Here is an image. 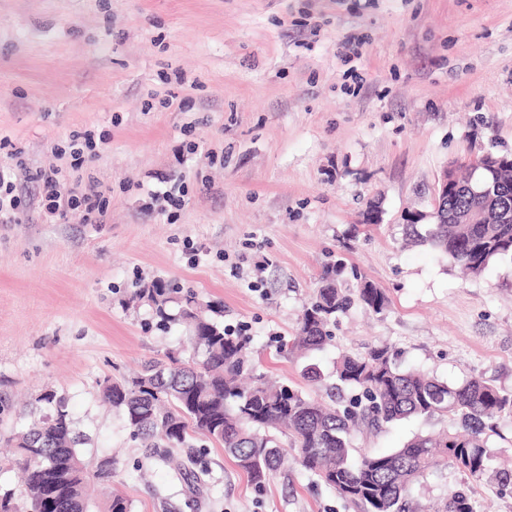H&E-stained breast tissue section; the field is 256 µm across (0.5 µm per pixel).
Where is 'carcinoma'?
Masks as SVG:
<instances>
[{
	"label": "carcinoma",
	"instance_id": "1",
	"mask_svg": "<svg viewBox=\"0 0 512 512\" xmlns=\"http://www.w3.org/2000/svg\"><path fill=\"white\" fill-rule=\"evenodd\" d=\"M497 179L506 201L502 223H482L479 217L487 201L460 193L448 199V220L431 225L423 238L474 275L498 259L512 257V166L501 168ZM174 292L173 284L158 280L142 296L167 320L166 305ZM357 296L375 312L385 307L383 293L370 282L360 283ZM350 303L326 272L315 297L303 307L289 353L305 355L327 344L328 325ZM207 309L213 312L216 305L204 309L189 293L179 311L191 328V360L149 361L134 376L108 378L102 387L131 439L143 448L144 458L174 463L190 488L200 477L160 449L187 448L196 436L224 447L258 488L273 479L291 450L305 471L361 512H419L412 488L443 459L474 480L487 470L485 436L493 431L489 420L512 411V392L481 377L449 384L418 370H402L386 345L362 355H343L334 369L336 382L328 403L262 376L243 388L237 378L247 365V341L227 335L205 314ZM347 389L361 395L346 401ZM38 402L48 408L38 421L0 434V442L12 450V463L23 473L20 497L0 495V512H89L92 468L79 452L86 438L77 431L65 397L47 390ZM445 416L456 421V431L440 438L416 435L391 453L351 460V440L360 431H379L410 417ZM104 512H131V502L109 493ZM438 512L473 508L465 493L451 491Z\"/></svg>",
	"mask_w": 512,
	"mask_h": 512
}]
</instances>
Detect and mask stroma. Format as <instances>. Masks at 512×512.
I'll list each match as a JSON object with an SVG mask.
<instances>
[{
    "label": "stroma",
    "mask_w": 512,
    "mask_h": 512,
    "mask_svg": "<svg viewBox=\"0 0 512 512\" xmlns=\"http://www.w3.org/2000/svg\"><path fill=\"white\" fill-rule=\"evenodd\" d=\"M351 37L361 56L348 63ZM171 95L186 108H162ZM87 130L102 142L79 176L109 199L103 222L53 223L33 207L0 224V432L33 421L52 388L85 459L113 457L131 512H357L292 461L255 488L205 440L197 496L143 461L100 390L191 356L188 326L160 324L137 298L159 279L221 304L224 324L247 327L255 373L313 396L342 354L380 343L402 368L512 392V259L466 276L404 234L407 212L432 214L446 167L512 157V0H0V138L49 166L53 146ZM160 174L185 181L177 220L143 209ZM373 205L381 221L364 224ZM332 268L343 288H380L385 308L353 301L309 360L282 352ZM308 362L321 382L303 378ZM492 424L490 473L439 466L415 500L458 490L474 512H512V488L492 475L512 468V413ZM453 427L410 418L354 446L387 453Z\"/></svg>",
    "instance_id": "obj_1"
}]
</instances>
